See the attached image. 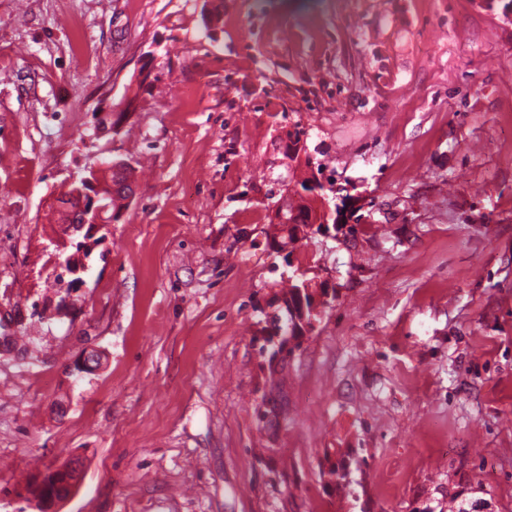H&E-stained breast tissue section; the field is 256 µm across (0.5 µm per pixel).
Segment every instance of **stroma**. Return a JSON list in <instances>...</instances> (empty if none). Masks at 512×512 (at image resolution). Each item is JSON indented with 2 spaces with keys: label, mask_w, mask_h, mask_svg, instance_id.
I'll use <instances>...</instances> for the list:
<instances>
[{
  "label": "stroma",
  "mask_w": 512,
  "mask_h": 512,
  "mask_svg": "<svg viewBox=\"0 0 512 512\" xmlns=\"http://www.w3.org/2000/svg\"><path fill=\"white\" fill-rule=\"evenodd\" d=\"M296 122L371 217L307 245L339 294L274 430L256 323ZM105 157L135 196L45 316L51 203ZM70 461L61 512H512V0H0V512Z\"/></svg>",
  "instance_id": "1"
}]
</instances>
